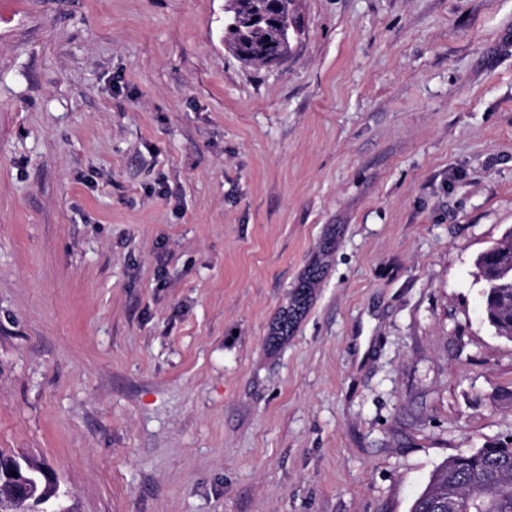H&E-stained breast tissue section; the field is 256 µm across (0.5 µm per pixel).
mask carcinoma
<instances>
[{"label":"carcinoma","instance_id":"obj_1","mask_svg":"<svg viewBox=\"0 0 512 512\" xmlns=\"http://www.w3.org/2000/svg\"><path fill=\"white\" fill-rule=\"evenodd\" d=\"M267 10L266 0H233V12L224 18V40L227 48L246 62L255 61L254 48L268 41L283 51L290 49L282 30L262 24L252 26L245 20ZM329 251L320 250L308 269L301 288H314L321 278ZM475 266L485 283L491 284L484 294L486 320L501 337L512 339V229L490 249L477 255ZM27 467L30 492L16 493L9 481L0 483V512H40L43 501L52 496L55 487L41 478L43 465L20 456ZM454 497L459 512H512V446L476 448L452 456L438 467L424 491L414 500L410 512H441L439 504Z\"/></svg>","mask_w":512,"mask_h":512}]
</instances>
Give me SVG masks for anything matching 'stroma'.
<instances>
[{
    "label": "stroma",
    "mask_w": 512,
    "mask_h": 512,
    "mask_svg": "<svg viewBox=\"0 0 512 512\" xmlns=\"http://www.w3.org/2000/svg\"><path fill=\"white\" fill-rule=\"evenodd\" d=\"M224 5L0 0V451L72 512H409L512 442V0H300L271 65ZM494 261L495 269L489 272L486 259ZM479 276L485 281L484 312L486 320L498 336L512 339V229H509L490 249L475 259ZM328 256L329 251L327 249L320 250L315 261L308 269L302 282L295 287L299 288L296 294V301H291L288 310L283 314V316L280 317L277 326H283L286 322H288L289 327L302 313V310L304 309L307 299L310 295L306 288H310V290H312V288L315 287L323 274Z\"/></svg>",
    "instance_id": "1"
}]
</instances>
